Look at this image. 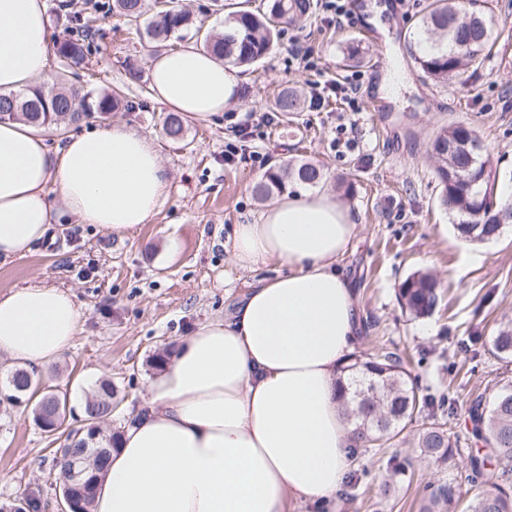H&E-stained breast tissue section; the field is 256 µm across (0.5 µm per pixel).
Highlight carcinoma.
Returning <instances> with one entry per match:
<instances>
[{
    "instance_id": "cac0c4a2",
    "label": "carcinoma",
    "mask_w": 512,
    "mask_h": 512,
    "mask_svg": "<svg viewBox=\"0 0 512 512\" xmlns=\"http://www.w3.org/2000/svg\"><path fill=\"white\" fill-rule=\"evenodd\" d=\"M476 2L471 0V8L463 9L458 0H431L428 13L421 20L414 51L418 67L429 79L440 82L461 75L489 47L491 29L476 8ZM315 8L314 0H270L269 10L263 14L243 9L231 12L224 20L226 27L221 35L205 31L204 20L193 18L173 0H164V6L152 17L145 15L144 0H112L106 5V11L123 18L149 44L182 39L192 31L203 41L204 48L233 67H250L263 61L274 47L280 26L310 16ZM70 22L58 52L67 62L78 65L84 60L85 41L92 26L89 17L81 14L71 16ZM119 105L120 93L116 91L82 93L75 88L56 91L37 85L25 92L1 93L0 122L24 119L40 129L61 134L67 125L96 113L113 112ZM300 107L298 96L284 89L277 95L273 111L288 115ZM163 131L173 142L184 140V123L175 113L166 116ZM430 148L441 187L439 204L455 215L457 236L471 243L497 238L498 217L512 214V203L502 204L497 200L495 174L482 154L477 131L463 123L444 127ZM322 177L323 169L312 162L278 164L253 191L257 197L264 198L274 190L285 189L290 182L315 186ZM397 301L411 318H424L439 307L441 288L432 274L413 273L397 288ZM493 348L499 361L512 362V323L498 330ZM337 385L341 414L365 447H384L423 415L429 421L418 428V447L428 460L444 470L450 469L462 455V442L481 443L477 453L470 456L467 478L473 484L484 483L485 469L489 466L497 470L498 480L468 500L463 499L453 480L439 478L427 482L420 490V512H512V380L497 381L491 407H485L481 398L474 401L463 435L445 421V416L454 410L451 394L421 393L416 379L394 351L350 358L339 371ZM9 387L12 403L36 399L32 412L40 428L48 427V417L53 414L58 424L67 422V394L42 383L25 367L14 368ZM115 394L112 379L98 380L94 392L83 403V417L94 420L97 427L82 433L73 429L66 436L67 447L72 452L96 461L95 470L81 484L70 488L80 512H91L97 473L104 469L120 435L105 427V423L112 422ZM387 469L391 481L380 486V495L385 498L391 494L392 482L407 475L406 466L396 454L388 458ZM24 502V512H45L47 507L38 486L24 492Z\"/></svg>"
}]
</instances>
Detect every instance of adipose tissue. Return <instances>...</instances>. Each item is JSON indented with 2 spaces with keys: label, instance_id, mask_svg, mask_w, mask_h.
I'll return each mask as SVG.
<instances>
[{
  "label": "adipose tissue",
  "instance_id": "obj_1",
  "mask_svg": "<svg viewBox=\"0 0 512 512\" xmlns=\"http://www.w3.org/2000/svg\"><path fill=\"white\" fill-rule=\"evenodd\" d=\"M46 0H0V93L48 73ZM153 98L206 121L238 100L236 70L194 46L151 63ZM56 185L81 224L121 233L150 223L169 173L151 137L115 122L50 149L39 128L0 123V257L47 237ZM357 224L326 192L284 193L257 223L237 224L233 264L274 261L233 312L197 327L149 377L146 408L101 472L93 512H306L335 502L358 442L338 403L336 373L361 324L355 290L336 266ZM74 296L43 284L0 296V352L25 365L58 357L77 336Z\"/></svg>",
  "mask_w": 512,
  "mask_h": 512
}]
</instances>
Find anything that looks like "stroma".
Listing matches in <instances>:
<instances>
[{
	"mask_svg": "<svg viewBox=\"0 0 512 512\" xmlns=\"http://www.w3.org/2000/svg\"><path fill=\"white\" fill-rule=\"evenodd\" d=\"M430 0H349L352 19L331 22L323 9L307 20L285 25L271 53L243 79L233 110L237 115L269 111L278 89L309 93L312 84L358 81L355 103L329 97L319 111L304 108L276 116L246 148L269 165L311 161L324 165L322 188L351 208L357 221L353 249L339 266L357 288L361 318L368 322L355 354L388 348L418 361L423 390L453 389L454 430H463L478 396L489 395L501 373L512 374L492 353V339L512 322V224L485 243L457 237L453 216L439 205L430 144L443 127L465 123L479 133L496 174V189L512 184V0H479L492 28V43L480 61L447 83L424 76L408 51L419 37ZM383 8L377 29L383 48L358 32L370 25L372 6ZM310 53L294 59L293 44ZM157 49L147 47L115 15L100 16L79 65L51 57V72H67L69 85L97 93L125 85L128 67L143 79L126 86L134 109L94 115L72 125L81 133L122 122L154 138L171 176V192L151 223L126 233L80 224L61 210L56 189L48 197L60 213L51 238L22 258L0 259V293L31 284L71 291L82 314L72 346L36 367L44 382L68 397L94 387L105 376L117 390L116 414L133 420L144 408L151 361L201 323L229 313L249 282L275 274L269 264L252 272L229 260L228 237L235 224L256 223L265 207L254 185L266 167L224 160V116L185 121L183 142L162 129L167 110L151 96L148 73ZM401 82L391 111L376 112L371 99L388 71ZM428 271L440 282L442 302L425 318L405 315L396 290L407 276ZM64 434L48 437L26 405H0V501L41 487L58 512L52 448ZM398 453L416 479L456 480L464 497L468 455L452 470L424 459L413 435L392 442L388 451L360 449L350 473L369 470L378 478L389 453ZM353 499L337 498L336 512H419L413 489L400 488L378 500L373 486L357 483Z\"/></svg>",
	"mask_w": 512,
	"mask_h": 512,
	"instance_id": "obj_1",
	"label": "stroma"
}]
</instances>
